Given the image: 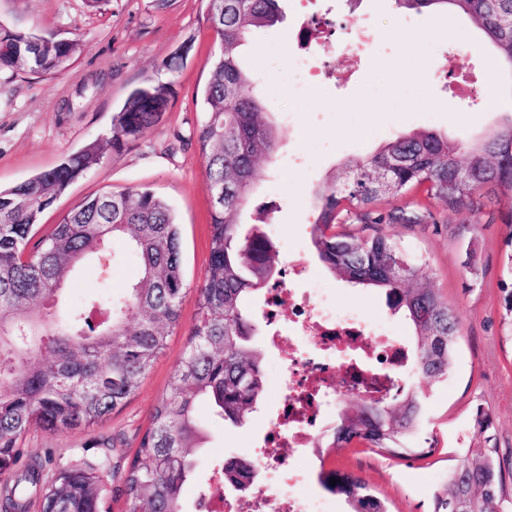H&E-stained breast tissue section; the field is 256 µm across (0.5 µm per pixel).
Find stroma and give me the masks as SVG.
Returning <instances> with one entry per match:
<instances>
[{
    "mask_svg": "<svg viewBox=\"0 0 512 512\" xmlns=\"http://www.w3.org/2000/svg\"><path fill=\"white\" fill-rule=\"evenodd\" d=\"M280 8L281 21L255 31L240 49L279 133L277 151L259 160L264 179L241 221L248 227L268 212L266 232L288 244L279 268L292 255L318 268L321 278L314 286L338 310L359 307L406 327L404 317L388 308L384 292L354 286L321 268L311 242L314 190L346 160L370 155L400 134L484 135L512 113V79L474 24L450 10L416 13L398 8L395 0H281ZM353 16L366 18L365 33L347 28ZM314 20L324 22L340 49L313 50L310 69H289L282 47L298 44L303 25ZM0 26L46 38L77 35L85 43L79 56L52 75L0 68L2 189L56 167L90 142L111 140L112 117L135 88L164 82L171 90L158 124L121 151L106 150L102 162L76 179L33 231L38 238L47 235L89 196L140 188L162 197L180 228L185 290L181 321L164 355L103 422L64 433L34 427L20 444L23 457H49L52 471L84 460L101 463L108 490L104 512H127L121 493L125 472L188 344L209 258L211 195L197 135L202 90L220 43L208 20V0H169L162 9L154 0H107L98 11L85 0H0ZM348 42L355 51L345 50ZM481 201V212H445L435 226L343 225V232L358 238L387 235L419 258L421 276L460 315L462 328L447 377L414 381L424 396L421 435L435 442L431 454L399 459L358 443L321 459L308 451L303 461L312 492L322 490L320 470H342L364 479L390 512H431L432 497L445 487L461 449L492 445L502 470V509L512 512V327L504 323L502 307L512 289L504 271L512 226L497 219L494 187H483ZM253 345L263 358L264 397L240 426L201 408L207 442L187 500L218 493L213 470L234 457L252 458L275 415L276 359L293 346L284 339L270 352L261 335ZM480 409L489 418L485 430L475 422Z\"/></svg>",
    "mask_w": 512,
    "mask_h": 512,
    "instance_id": "obj_1",
    "label": "stroma"
}]
</instances>
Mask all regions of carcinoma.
I'll return each instance as SVG.
<instances>
[{
    "label": "carcinoma",
    "instance_id": "obj_1",
    "mask_svg": "<svg viewBox=\"0 0 512 512\" xmlns=\"http://www.w3.org/2000/svg\"><path fill=\"white\" fill-rule=\"evenodd\" d=\"M396 3L418 13L450 9L467 16L499 66L512 73V0ZM280 15L279 0H208V19L221 44L203 91L198 133L212 196L209 262L189 345L169 392L150 414L125 478L128 512H185L195 453L205 441L199 407L208 404L217 416L242 425L264 395L262 357L251 345L260 320L248 298L275 282L276 249L259 224L242 233L239 216L262 176L259 158L274 152L278 132L254 94L239 48ZM84 48L79 38L59 42L0 28V66L15 71L52 74ZM169 97L163 83L133 90L112 118V150L156 125ZM104 154V145L92 142L54 169L0 189V512H28L34 500L43 512H103L106 489L97 464L60 468L46 479L42 462H21L18 440L34 424L65 431L106 419L137 390L180 322L179 232L169 205L148 189L106 191L84 200L27 249L39 215ZM461 163L471 180L456 186ZM486 184L501 191L502 222L512 224V119L478 140H450L431 131L397 135L373 154L349 161L341 180L315 191L312 245L318 259L348 283L385 291L390 308L414 331V366L426 379L448 375L459 315L419 276L418 261L399 243L385 236L353 241L332 228L348 222L435 224L434 205L474 212ZM409 193L421 200L378 207L384 197ZM117 241L138 258L139 278L118 299L94 294L80 305L61 306L72 272L86 257L95 258L102 282L108 281ZM41 350L51 360L38 358ZM422 420L423 396L415 390L387 401L357 399L340 411L338 424L314 451L322 457L363 443L396 458H420ZM319 480L353 512H389L352 474L323 470ZM501 486L495 463L465 448L445 489L434 495L433 512H448L450 498L464 499L467 512H493L489 493L501 494Z\"/></svg>",
    "mask_w": 512,
    "mask_h": 512
}]
</instances>
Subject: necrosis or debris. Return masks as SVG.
I'll use <instances>...</instances> for the list:
<instances>
[{"instance_id":"1","label":"necrosis or debris","mask_w":512,"mask_h":512,"mask_svg":"<svg viewBox=\"0 0 512 512\" xmlns=\"http://www.w3.org/2000/svg\"><path fill=\"white\" fill-rule=\"evenodd\" d=\"M301 348L281 360L282 411L253 468L249 498L233 493L200 501L197 512H326L327 500L301 492L296 453L308 447L344 398L382 399L409 389L415 369L401 333H386L363 313L331 317L307 288L272 289L263 310Z\"/></svg>"}]
</instances>
